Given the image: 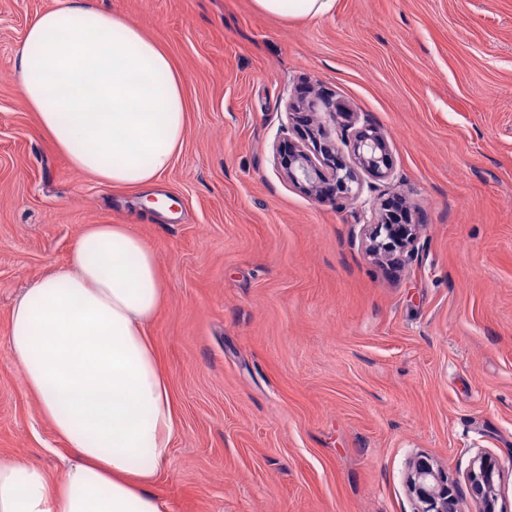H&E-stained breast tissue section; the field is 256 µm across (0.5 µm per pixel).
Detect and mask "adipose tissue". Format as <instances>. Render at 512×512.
I'll list each match as a JSON object with an SVG mask.
<instances>
[{"instance_id":"adipose-tissue-1","label":"adipose tissue","mask_w":512,"mask_h":512,"mask_svg":"<svg viewBox=\"0 0 512 512\" xmlns=\"http://www.w3.org/2000/svg\"><path fill=\"white\" fill-rule=\"evenodd\" d=\"M319 18L334 0H255ZM22 97L73 168L114 187L154 186L183 144L184 76L154 40L89 0H58L17 54ZM155 251L125 224H88L64 265L11 309L6 340L25 390L66 449L55 476L0 458V512H171L153 487L177 431L148 333L164 294Z\"/></svg>"}]
</instances>
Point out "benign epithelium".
<instances>
[{"mask_svg":"<svg viewBox=\"0 0 512 512\" xmlns=\"http://www.w3.org/2000/svg\"><path fill=\"white\" fill-rule=\"evenodd\" d=\"M298 121L318 123L315 129L293 128L296 138L288 139L277 150L276 163L292 182L315 198L358 201L370 213L361 225V237L367 252L376 259H388L406 266L418 261L420 254V220L412 224H390L386 220L388 191H378V184L394 178L395 164L384 133L368 121H359L358 114L347 112L336 104L334 95L317 91L293 113ZM340 128V137L348 149L350 160L340 158L342 151L329 139L324 121ZM370 185L363 184V178ZM372 195L362 198L363 187ZM499 463L479 452L468 474L471 498L477 512H494ZM407 485L417 504L416 512H461L459 497L448 484V477L437 461L419 455L410 463Z\"/></svg>","mask_w":512,"mask_h":512,"instance_id":"1","label":"benign epithelium"}]
</instances>
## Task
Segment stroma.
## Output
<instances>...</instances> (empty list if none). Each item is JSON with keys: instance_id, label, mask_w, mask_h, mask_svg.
I'll return each mask as SVG.
<instances>
[{"instance_id": "stroma-1", "label": "stroma", "mask_w": 512, "mask_h": 512, "mask_svg": "<svg viewBox=\"0 0 512 512\" xmlns=\"http://www.w3.org/2000/svg\"><path fill=\"white\" fill-rule=\"evenodd\" d=\"M184 78L183 145L157 189L73 169L22 102L15 59L56 0H0V457L63 453L5 336L15 300L87 224H126L166 288L150 334L177 432L156 475L172 512H415L416 454L474 512L476 451L512 512V0H336L317 18L254 0H93ZM326 88L376 124L393 192L424 216L418 263L361 243L358 205L274 161L287 105Z\"/></svg>"}]
</instances>
